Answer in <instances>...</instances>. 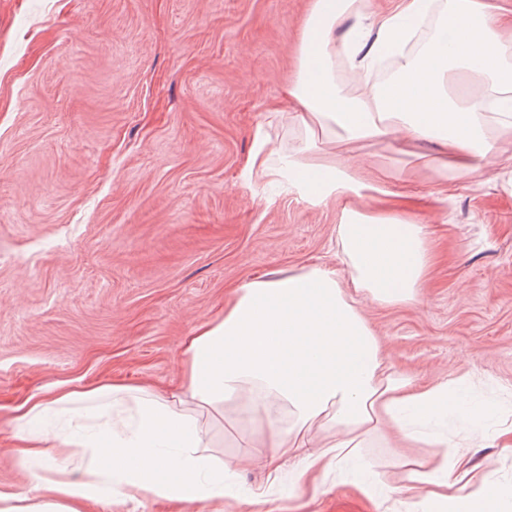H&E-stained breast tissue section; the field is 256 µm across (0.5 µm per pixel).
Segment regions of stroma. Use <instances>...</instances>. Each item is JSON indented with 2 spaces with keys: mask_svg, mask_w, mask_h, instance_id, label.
Segmentation results:
<instances>
[{
  "mask_svg": "<svg viewBox=\"0 0 512 512\" xmlns=\"http://www.w3.org/2000/svg\"><path fill=\"white\" fill-rule=\"evenodd\" d=\"M309 0H0V492L28 488L12 408L60 386L113 381L165 391L195 328L243 280L318 264L345 276L340 209L281 193L243 169L252 132L281 100ZM435 182L395 185L421 221L432 266L415 303L362 312L391 368L417 387L467 377L488 403L481 429L437 424L512 512V146ZM232 459L226 512H385L402 449L375 442L318 487L245 459L241 428L217 420ZM151 494L103 493L85 512H209Z\"/></svg>",
  "mask_w": 512,
  "mask_h": 512,
  "instance_id": "obj_1",
  "label": "stroma"
}]
</instances>
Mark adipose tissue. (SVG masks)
I'll return each instance as SVG.
<instances>
[{"mask_svg": "<svg viewBox=\"0 0 512 512\" xmlns=\"http://www.w3.org/2000/svg\"><path fill=\"white\" fill-rule=\"evenodd\" d=\"M512 94V15L489 0H310L298 33L283 103L256 125L244 166L248 184L280 183L315 206L340 203L336 244L349 273L309 264L238 284L222 314L200 325L184 348L182 386L168 395L115 383L64 389L18 408L21 458L44 457L47 473L29 489L0 492V512H84L101 489L145 491L197 502L223 486L212 461L208 413L250 428L248 457L297 456L298 485L326 477L393 427L409 448H441L427 432L459 410L456 385L419 389L390 371L360 304L417 300L430 266L424 224L388 207L385 172L353 165L334 146L377 141L408 158L410 174L433 172L438 200L449 168L482 170L512 143V113L487 100ZM287 121L288 150L270 138ZM55 412L72 419L108 412L110 423L62 431L43 447L28 426ZM402 491L420 512H493L492 472L479 486L457 450L431 468L408 458Z\"/></svg>", "mask_w": 512, "mask_h": 512, "instance_id": "adipose-tissue-1", "label": "adipose tissue"}]
</instances>
